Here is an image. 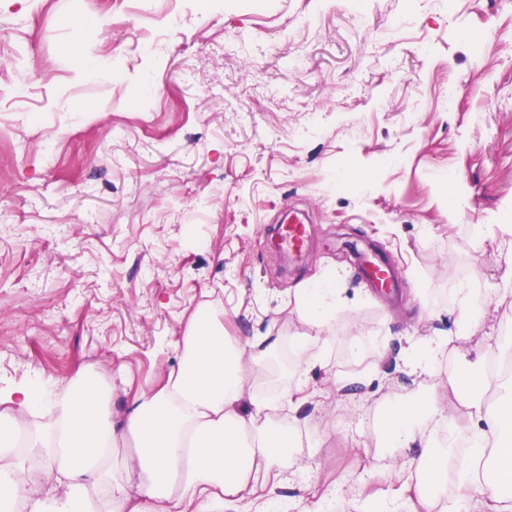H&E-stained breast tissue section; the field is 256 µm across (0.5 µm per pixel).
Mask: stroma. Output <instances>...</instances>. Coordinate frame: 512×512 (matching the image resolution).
<instances>
[{
  "mask_svg": "<svg viewBox=\"0 0 512 512\" xmlns=\"http://www.w3.org/2000/svg\"><path fill=\"white\" fill-rule=\"evenodd\" d=\"M16 53L31 93L0 99V386L93 364L123 415L212 308L227 335L278 337L258 395L307 385L294 458L312 479L279 489L288 512L381 508L409 468L391 407L470 422L459 378L512 358V0H104L91 21L80 0H0ZM112 53L117 72L91 68ZM288 210L309 225L299 264L263 237ZM357 246L395 267L393 297ZM329 274L348 303L320 331L288 292ZM462 282L490 292L473 323ZM303 339L309 371L285 357ZM423 343L430 377L399 366Z\"/></svg>",
  "mask_w": 512,
  "mask_h": 512,
  "instance_id": "35a3bbf8",
  "label": "stroma"
}]
</instances>
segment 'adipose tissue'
Returning <instances> with one entry per match:
<instances>
[{
    "instance_id": "adipose-tissue-1",
    "label": "adipose tissue",
    "mask_w": 512,
    "mask_h": 512,
    "mask_svg": "<svg viewBox=\"0 0 512 512\" xmlns=\"http://www.w3.org/2000/svg\"><path fill=\"white\" fill-rule=\"evenodd\" d=\"M343 302L334 280L295 293L297 315L323 328ZM175 348L177 369L134 393L123 416L112 386L86 372L64 389L45 383L0 387V504L30 485L53 493L31 512H239L242 504L275 507L290 479L297 416L272 420L268 402L247 384L245 342H230L214 312H194ZM422 420L433 424L422 432ZM437 403L415 402L388 414V446L405 448L417 472V497L404 512H430L426 488L454 470L463 496L486 512H512V406L484 415L467 435L440 427ZM133 443L131 459L111 460Z\"/></svg>"
}]
</instances>
